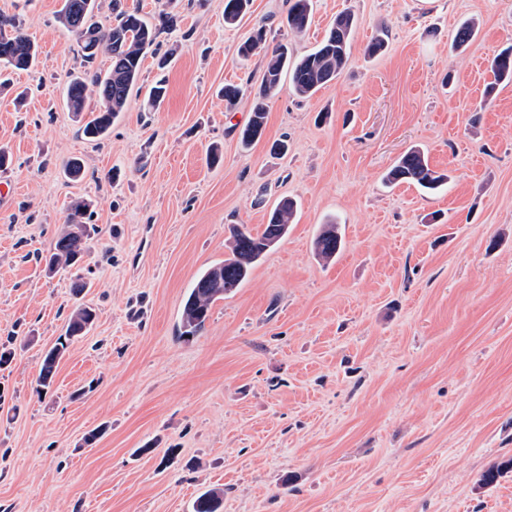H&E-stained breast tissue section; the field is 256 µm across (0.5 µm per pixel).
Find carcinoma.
<instances>
[{
	"mask_svg": "<svg viewBox=\"0 0 512 512\" xmlns=\"http://www.w3.org/2000/svg\"><path fill=\"white\" fill-rule=\"evenodd\" d=\"M250 0H225L224 21L237 23L246 13ZM120 0H112L114 20L101 24L94 20L93 0H64L58 20L77 36L78 47L86 63L93 62L95 55L86 52V35H91L97 48L111 58L110 69L102 76L86 72L68 80L65 99L70 111L79 116L84 109L87 93L95 91L102 109L89 114L82 126L83 134L93 140L104 139L112 129V123L124 111L127 100L140 77L141 58L144 51L156 44L160 29L172 19L160 16L159 26L144 21L139 9L124 10ZM311 0H291L286 22L296 33L303 32L310 19ZM355 26V16L347 11L336 16L329 33L311 53L294 61L288 60L287 50L279 45L265 47L267 30L260 26L239 46V55L249 58L259 50H265L266 62L261 81L253 92L251 119L241 132V142L249 146L263 134L268 104L283 90V76H288V90L299 98H309L323 85L336 79L347 61L350 42ZM476 24L468 21L455 34V47L467 45L475 36ZM38 49L20 22L0 16V74L5 69L28 70L36 63ZM492 70L495 80H512V54L504 52L494 59ZM448 176L430 168L424 151L409 148L386 175V181H405L423 189L436 190L446 184ZM90 203L81 200L72 204L66 224L58 235L53 248L43 256L45 268L52 273L59 268L74 265L85 250L90 235ZM294 203L288 198L280 200L269 215L268 224L259 234L246 228H232L229 254L224 261L202 272L196 279L182 305L181 319L177 326L178 337L190 339L203 333L214 304L233 293L248 278L262 256L288 233L292 222ZM342 247L340 225L333 221L323 225L314 241L318 258L328 262L336 257ZM94 321L93 310L87 306L75 307L69 315L64 333L46 353L38 377L40 392L45 393L53 383L56 363L64 357L70 344L83 336ZM224 490L210 489L200 494L192 504V512H223Z\"/></svg>",
	"mask_w": 512,
	"mask_h": 512,
	"instance_id": "1",
	"label": "carcinoma"
}]
</instances>
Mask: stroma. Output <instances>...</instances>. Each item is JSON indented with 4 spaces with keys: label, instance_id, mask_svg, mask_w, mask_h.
<instances>
[{
    "label": "stroma",
    "instance_id": "1",
    "mask_svg": "<svg viewBox=\"0 0 512 512\" xmlns=\"http://www.w3.org/2000/svg\"><path fill=\"white\" fill-rule=\"evenodd\" d=\"M134 3L150 24L173 16L158 43L175 57L161 71L145 52L138 91L91 141L64 83L107 56L85 64L62 0H0L40 51L0 90V345L15 352L0 369V512H190L210 488L224 512H512V471L481 481L512 459V82L490 70L512 45V0H314L299 34L289 0H252L234 25L224 0ZM349 9L341 75L304 100L281 92L243 146L252 99L228 112L221 90L258 83L264 59L239 61L242 39L262 24L299 58ZM467 20L478 31L455 48ZM384 28L386 51L366 56ZM160 77L167 96L146 110ZM413 146L446 188L383 182ZM74 156L78 180L62 171ZM284 197L287 236L201 336L178 338L231 226L261 232ZM77 199L96 226L78 298L76 272L42 260ZM333 219L343 247L324 262L313 241ZM79 301L96 320L38 394Z\"/></svg>",
    "mask_w": 512,
    "mask_h": 512
}]
</instances>
